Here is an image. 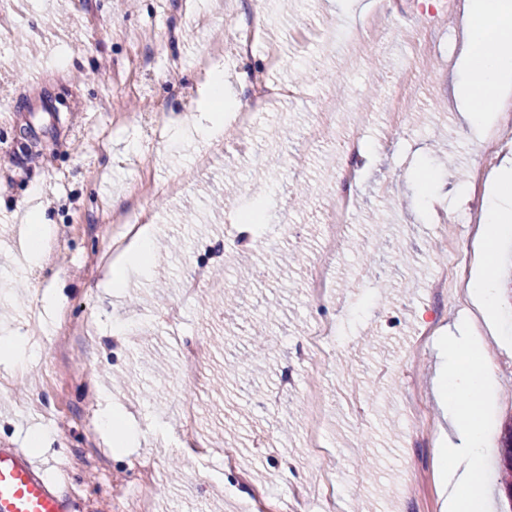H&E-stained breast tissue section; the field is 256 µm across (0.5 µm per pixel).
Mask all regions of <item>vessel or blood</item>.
Returning <instances> with one entry per match:
<instances>
[{
    "label": "vessel or blood",
    "mask_w": 512,
    "mask_h": 512,
    "mask_svg": "<svg viewBox=\"0 0 512 512\" xmlns=\"http://www.w3.org/2000/svg\"><path fill=\"white\" fill-rule=\"evenodd\" d=\"M51 467L26 449L1 445L0 512H79Z\"/></svg>",
    "instance_id": "vessel-or-blood-1"
}]
</instances>
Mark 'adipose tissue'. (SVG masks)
Here are the masks:
<instances>
[{
	"mask_svg": "<svg viewBox=\"0 0 512 512\" xmlns=\"http://www.w3.org/2000/svg\"><path fill=\"white\" fill-rule=\"evenodd\" d=\"M464 68L455 85L467 126L493 123L499 100L512 85V0H470L467 37L462 48ZM480 232L488 251H495L512 233V179H502L483 204ZM494 383L483 354V340L466 336L448 344V376L439 384L453 436L438 460L448 469V512H489L483 482L487 435L493 409L486 400Z\"/></svg>",
	"mask_w": 512,
	"mask_h": 512,
	"instance_id": "ef3b65f1",
	"label": "adipose tissue"
}]
</instances>
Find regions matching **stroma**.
Returning a JSON list of instances; mask_svg holds the SVG:
<instances>
[{"label": "stroma", "mask_w": 512, "mask_h": 512, "mask_svg": "<svg viewBox=\"0 0 512 512\" xmlns=\"http://www.w3.org/2000/svg\"><path fill=\"white\" fill-rule=\"evenodd\" d=\"M254 2L216 0L215 10H193L185 22L180 0H31L18 17L13 59L22 71L9 89L15 136L0 142V155L13 158L0 171V269L13 265V244L29 229L23 200L44 208L56 247L41 264L0 280V326L39 352L23 368L0 359V443L27 447V431L44 427L38 456L63 464L84 512H139V457L160 465L154 512H260L269 504L325 512L306 493L320 464L303 440V391L313 381L329 405L325 462L336 469L345 512H447L436 450L448 421L432 380L443 363L440 332L476 317L460 292H432L443 256L431 212L436 203L458 210L485 134L462 126L452 88L462 15H445L439 0L410 18L390 12L382 39L354 53L349 34L376 0H266L261 22L285 57L272 79L300 84L302 95L256 114L252 155H216L184 195L156 199L149 238L163 250L148 273L130 272L125 287L105 285L104 249L121 231L112 214L131 202L139 170L172 177L210 149L147 136L146 119L163 112L174 125L201 111L193 59ZM264 59L261 46L248 58L225 54V111L243 104L249 85L241 75L256 74ZM411 71L420 105L401 133L387 134L385 100ZM133 77L145 94L130 95ZM338 94L364 109L338 113L335 129L340 138L357 135L367 166L334 297L320 308L307 294L308 268L344 158L333 144L309 146L305 137ZM258 167L265 174L256 180ZM229 169L239 175L230 192ZM256 205L264 222L241 223L240 212ZM218 242L213 276L230 278L240 302L268 322L260 374L235 361L249 345L247 323L180 296L196 271L195 248ZM48 292L59 298L52 314L43 304ZM321 314L336 322L327 365L301 350L309 321ZM80 320L94 321L96 336L64 333ZM427 322L436 335L410 366ZM187 339L212 348L189 390L178 376ZM483 340L498 382L485 486L492 512H512L500 461L501 433L512 421V337L489 326ZM412 396L431 417L419 431L406 424ZM184 397L197 404L198 440L208 452L184 445L171 414ZM107 404L132 424L133 447L115 450L107 433L90 428Z\"/></svg>", "instance_id": "35a3bbf8"}]
</instances>
